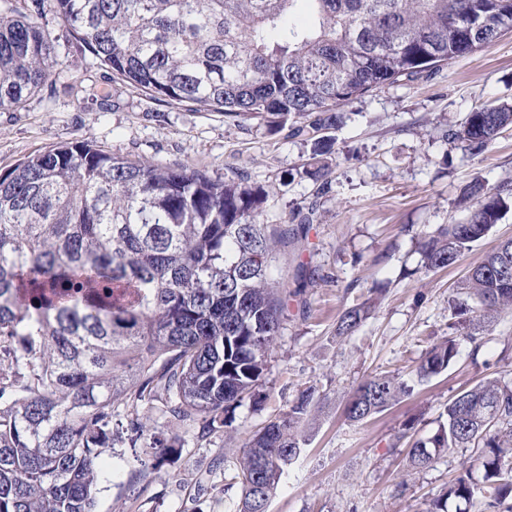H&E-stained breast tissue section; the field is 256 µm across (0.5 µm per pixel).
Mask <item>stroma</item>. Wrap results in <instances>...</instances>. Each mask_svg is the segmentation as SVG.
<instances>
[{"mask_svg":"<svg viewBox=\"0 0 512 512\" xmlns=\"http://www.w3.org/2000/svg\"><path fill=\"white\" fill-rule=\"evenodd\" d=\"M44 22L58 40L59 65L24 109L0 111V174L78 140L217 179L242 177L268 196L261 223L312 213L306 236L277 247L279 276L295 281L303 263L319 272L291 298L255 397L206 436L172 417L147 420L146 433L180 438L181 448L144 479L137 476L140 448L119 442L106 450L95 512H230L241 497L233 480L241 448L310 386L323 400L268 512H429L462 470L480 474L484 449L477 445L448 449L422 469L411 466L409 451L436 431L457 393L486 380L512 386V310L474 339L460 338L456 361L441 374L421 381L416 368L448 335L451 304L469 302L462 283L470 268L512 237V207L446 269L425 271L418 242L438 226L466 223L477 205L473 187L489 193L512 184V127L480 152L452 137L475 108L512 104V34L342 107L337 126L291 119L271 131L155 100L98 69L56 16ZM321 145L332 150L324 184L304 172ZM365 302L371 309L359 329L337 339L338 317ZM384 373L400 376L412 392L372 418L348 421L350 395Z\"/></svg>","mask_w":512,"mask_h":512,"instance_id":"1","label":"stroma"}]
</instances>
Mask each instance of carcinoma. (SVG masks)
I'll return each instance as SVG.
<instances>
[{
    "instance_id": "cac0c4a2",
    "label": "carcinoma",
    "mask_w": 512,
    "mask_h": 512,
    "mask_svg": "<svg viewBox=\"0 0 512 512\" xmlns=\"http://www.w3.org/2000/svg\"><path fill=\"white\" fill-rule=\"evenodd\" d=\"M304 24L293 21L298 2ZM0 9V110L37 95L57 63L41 23L50 12L95 64L154 98L201 105L229 119L285 125L313 118L327 128L339 109L402 78L466 57L512 32V0H31ZM512 126V105L470 112L452 136L481 150ZM512 199L503 184L465 224L421 242L428 271L455 264L492 231ZM266 196L244 180L213 179L187 166L134 161L87 141L64 143L0 175V512H94L101 457L113 426L142 440L150 470L176 440L143 437L160 412L207 434L258 384L281 334L288 282L270 263L307 225L260 222ZM88 288L83 300L69 295ZM120 287L121 297L105 300ZM480 309H512V238L466 279ZM474 310L452 306L453 333L416 369L429 378L458 354ZM367 316L346 309L336 336ZM411 392L374 375L351 395L361 422ZM303 391L288 412L246 443L236 464V512H267L285 472L282 458L305 443L317 408ZM446 421L410 451L415 468L450 448L483 444V485L469 472L430 512L490 489L512 502V389L480 382L456 394Z\"/></svg>"
}]
</instances>
